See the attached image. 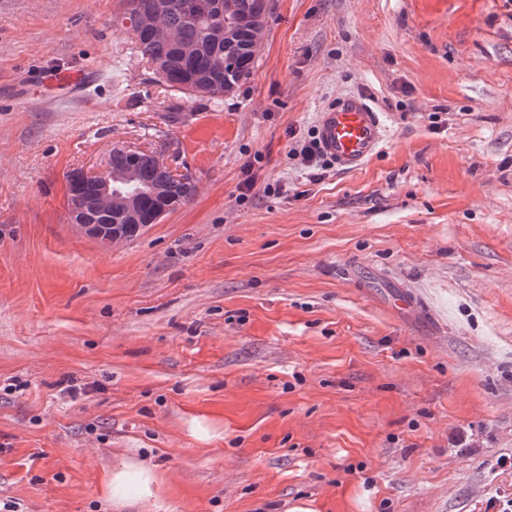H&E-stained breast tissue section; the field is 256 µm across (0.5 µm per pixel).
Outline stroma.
Returning a JSON list of instances; mask_svg holds the SVG:
<instances>
[{
	"label": "stroma",
	"mask_w": 512,
	"mask_h": 512,
	"mask_svg": "<svg viewBox=\"0 0 512 512\" xmlns=\"http://www.w3.org/2000/svg\"><path fill=\"white\" fill-rule=\"evenodd\" d=\"M124 11L0 0V503L512 512V7L273 0L217 100L162 83ZM348 93L386 141L313 176L289 152ZM116 145L195 190L105 246L67 177ZM125 464L151 498H112Z\"/></svg>",
	"instance_id": "stroma-1"
}]
</instances>
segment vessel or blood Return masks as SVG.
Masks as SVG:
<instances>
[{
	"instance_id": "1",
	"label": "vessel or blood",
	"mask_w": 512,
	"mask_h": 512,
	"mask_svg": "<svg viewBox=\"0 0 512 512\" xmlns=\"http://www.w3.org/2000/svg\"><path fill=\"white\" fill-rule=\"evenodd\" d=\"M387 129L379 112L359 94L342 96L317 115V136L323 153L344 170L358 169L375 155Z\"/></svg>"
}]
</instances>
